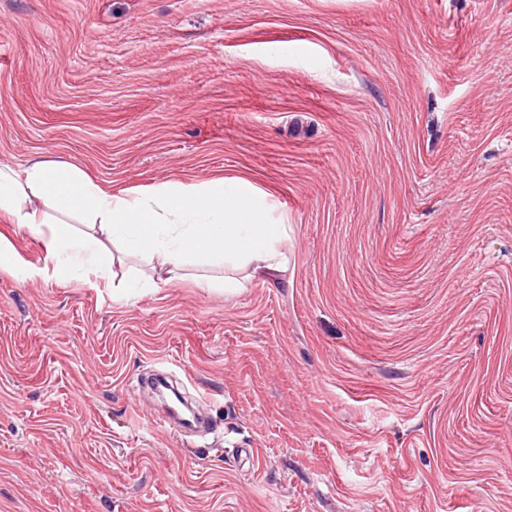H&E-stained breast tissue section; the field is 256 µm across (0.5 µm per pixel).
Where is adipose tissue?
<instances>
[{
  "instance_id": "adipose-tissue-1",
  "label": "adipose tissue",
  "mask_w": 512,
  "mask_h": 512,
  "mask_svg": "<svg viewBox=\"0 0 512 512\" xmlns=\"http://www.w3.org/2000/svg\"><path fill=\"white\" fill-rule=\"evenodd\" d=\"M242 178L161 182L112 192L68 163L36 161L25 171L0 166V214L43 241L45 263L66 276L79 260L86 285L97 287L115 258L102 240L127 255L157 260L168 273L200 258L223 268L218 285L232 293L262 270L288 269L289 227ZM80 226H72L71 217Z\"/></svg>"
}]
</instances>
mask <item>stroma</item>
Here are the masks:
<instances>
[{
    "instance_id": "1",
    "label": "stroma",
    "mask_w": 512,
    "mask_h": 512,
    "mask_svg": "<svg viewBox=\"0 0 512 512\" xmlns=\"http://www.w3.org/2000/svg\"><path fill=\"white\" fill-rule=\"evenodd\" d=\"M34 160L247 179L289 266L91 288L0 217V512H512V0H0V165Z\"/></svg>"
}]
</instances>
